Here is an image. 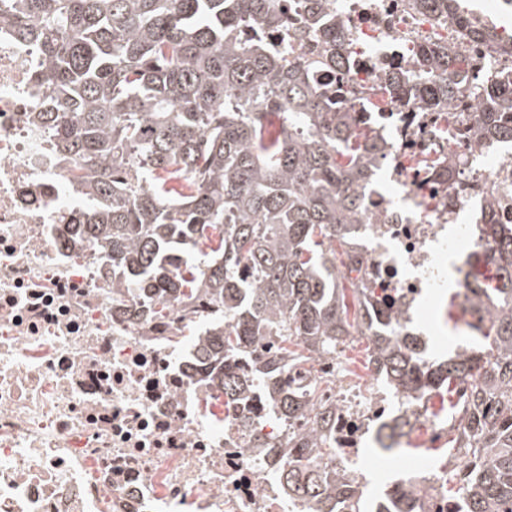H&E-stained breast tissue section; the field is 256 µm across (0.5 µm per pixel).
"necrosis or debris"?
<instances>
[{"label":"necrosis or debris","instance_id":"1","mask_svg":"<svg viewBox=\"0 0 512 512\" xmlns=\"http://www.w3.org/2000/svg\"><path fill=\"white\" fill-rule=\"evenodd\" d=\"M358 56L353 81L382 67L411 68L407 49L429 41L476 59L488 74L512 65L474 26L512 14V0H473L468 25L411 7V0H332ZM38 47L0 25V512H316L289 497L275 473L299 425L256 423L257 401L228 403L206 382L197 348L179 344L204 300L170 301L163 314L117 290L112 256L78 238L87 213L66 208L74 165L56 151L43 112L64 100L40 87ZM362 117L389 146L375 167L387 187L362 190L366 221L349 247L369 272L388 329L412 340L430 367L438 324L432 303L449 287L448 261L481 262L487 222H512V150L457 139L478 97L436 112L400 109L376 92ZM501 201L490 213L489 198ZM336 413L335 463L355 483L366 434L400 415L432 445L448 438V394L392 388L379 373H342L327 359L302 379ZM421 512H448V463L413 462L394 484Z\"/></svg>","mask_w":512,"mask_h":512}]
</instances>
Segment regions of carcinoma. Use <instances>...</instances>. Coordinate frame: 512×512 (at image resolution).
Instances as JSON below:
<instances>
[{
	"label": "carcinoma",
	"mask_w": 512,
	"mask_h": 512,
	"mask_svg": "<svg viewBox=\"0 0 512 512\" xmlns=\"http://www.w3.org/2000/svg\"><path fill=\"white\" fill-rule=\"evenodd\" d=\"M448 11L456 0H414ZM301 26L287 29L288 12ZM34 42L41 82L69 111L42 112L57 133L56 152L88 169L82 196L92 214L77 235L112 252L125 291L211 305L208 335L187 327L210 380L227 402L260 393L263 423L306 420L288 449L315 448L306 466L279 469L288 495L334 512L332 498L361 497L339 470L327 438L331 409L314 392L277 380L282 363L306 373L336 356L351 336H369L366 367L414 393L448 389L456 444L467 458L448 478V502L462 512H512V223L489 225L486 258L496 284L475 277L464 300L490 314L478 354L459 347L420 371L392 336L378 334L365 273L347 247V227L364 217L360 190L386 154L360 138L356 91L337 76L351 66L350 39L329 0H0V24ZM288 32L284 51L271 40ZM475 71L447 49L427 44L413 68L384 75L402 105L432 112L468 88ZM480 117L459 134L512 145V74L478 84ZM282 116L277 136L266 116ZM262 336H275L263 351ZM407 421L377 432L378 451L399 450ZM388 512H416L392 495Z\"/></svg>",
	"instance_id": "1"
}]
</instances>
